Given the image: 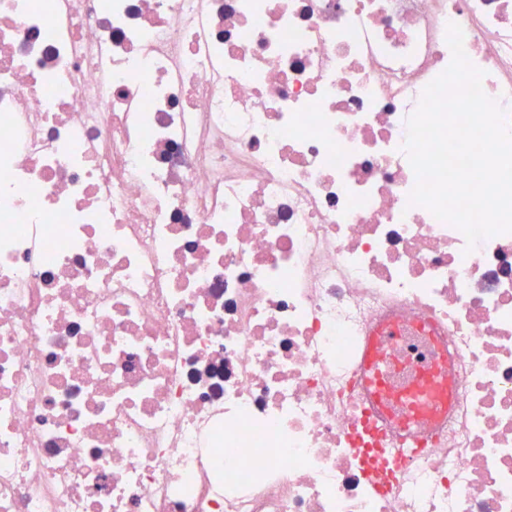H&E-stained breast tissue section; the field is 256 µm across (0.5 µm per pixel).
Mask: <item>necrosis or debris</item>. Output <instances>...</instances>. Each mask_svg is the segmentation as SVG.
<instances>
[{
  "label": "necrosis or debris",
  "instance_id": "1",
  "mask_svg": "<svg viewBox=\"0 0 512 512\" xmlns=\"http://www.w3.org/2000/svg\"><path fill=\"white\" fill-rule=\"evenodd\" d=\"M451 23L512 125V0H0V512H512V233L408 203Z\"/></svg>",
  "mask_w": 512,
  "mask_h": 512
}]
</instances>
